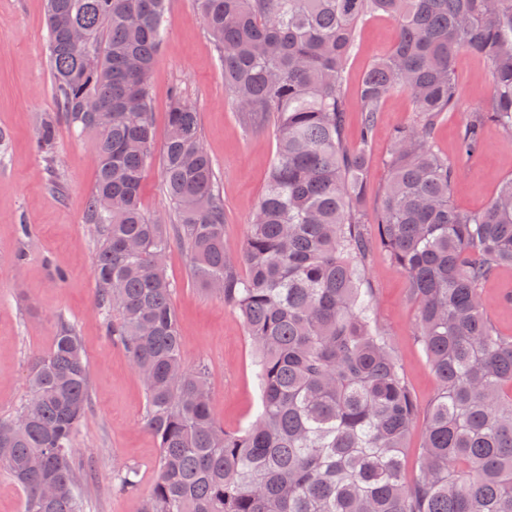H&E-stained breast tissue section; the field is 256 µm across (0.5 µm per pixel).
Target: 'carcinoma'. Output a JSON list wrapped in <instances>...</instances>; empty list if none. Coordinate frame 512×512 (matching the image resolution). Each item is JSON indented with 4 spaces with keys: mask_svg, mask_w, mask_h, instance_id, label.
<instances>
[{
    "mask_svg": "<svg viewBox=\"0 0 512 512\" xmlns=\"http://www.w3.org/2000/svg\"><path fill=\"white\" fill-rule=\"evenodd\" d=\"M220 53L224 89L267 123L276 155L238 251L224 241V198L199 113L174 91L162 150L169 220L141 204L154 133L148 74L167 0H47V54L59 119L92 124L97 179L87 220L100 238L96 308L146 390L144 426L160 448L138 512H512V336L490 320L483 286L512 269V178L480 212L450 200L455 175L434 145L459 110L457 54L491 68L493 94L459 130L461 154L488 122L512 139V0H193ZM371 14L399 28L359 90L362 147L344 143L345 68ZM404 93L416 119L395 131L373 228L363 172L380 104ZM191 273L241 317L260 391L255 419L215 420L204 365L188 367L166 275L171 244ZM407 278L415 335L436 380L420 473L403 450L420 408L375 317L369 256ZM246 268L239 275L238 267ZM89 402L80 337L60 324L35 359L27 398L0 419V469L24 512H83L72 441ZM118 488L133 492L137 470Z\"/></svg>",
    "mask_w": 512,
    "mask_h": 512,
    "instance_id": "cac0c4a2",
    "label": "carcinoma"
}]
</instances>
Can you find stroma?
Wrapping results in <instances>:
<instances>
[{
    "instance_id": "1",
    "label": "stroma",
    "mask_w": 512,
    "mask_h": 512,
    "mask_svg": "<svg viewBox=\"0 0 512 512\" xmlns=\"http://www.w3.org/2000/svg\"><path fill=\"white\" fill-rule=\"evenodd\" d=\"M47 33L45 0H0V132L7 136L0 147V418L15 414L26 397L33 360L50 349L59 321H68L81 337L90 378L88 409L72 445L76 460L84 464L79 482L84 512H136L140 498L152 490L159 448L141 423L143 383L95 308L98 236L86 216L97 175L92 142L62 121L52 155L37 143L41 119L57 109ZM396 34L394 22L381 15L367 17L357 29L344 84L349 147H357L362 137L358 94L363 75L391 51ZM162 37L151 77L154 146H163L170 98L180 91L199 114L202 141L221 182L226 243L239 249L266 185L275 140L269 130L252 127L226 95L224 66L191 0H171ZM455 76L462 109L437 126L434 143L457 165L452 203L477 212L512 176V143L490 124L480 153L459 159L457 130L469 111L484 105L493 85L488 64L464 51L457 56ZM414 118L406 95L383 101L365 166L367 216L375 215L384 192L393 132ZM166 271L175 285L173 305L186 365L208 366L217 421L229 430L247 424L255 415L258 392L254 352L241 318L194 279L179 246L171 247ZM369 286L377 321L420 407L428 408L437 381L416 342V305L403 272L379 250L372 256ZM508 294L512 271L484 288L490 318L512 336V304L502 301ZM129 465L138 470L132 495L116 487L118 472Z\"/></svg>"
}]
</instances>
